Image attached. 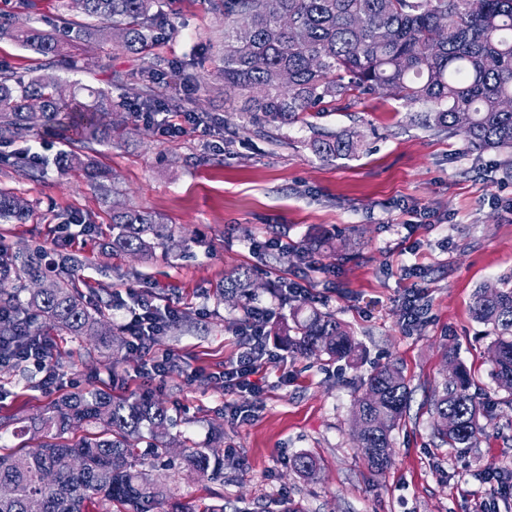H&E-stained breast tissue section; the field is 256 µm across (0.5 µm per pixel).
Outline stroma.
<instances>
[{"label":"stroma","mask_w":512,"mask_h":512,"mask_svg":"<svg viewBox=\"0 0 512 512\" xmlns=\"http://www.w3.org/2000/svg\"><path fill=\"white\" fill-rule=\"evenodd\" d=\"M159 12L147 60L112 41L89 40L50 60L0 39L2 70L76 83L81 103L89 89L108 88L114 127L108 145L75 130L35 132L46 159L37 178L12 161V145L0 144V188L32 208L27 223L0 220V245L39 244L51 254L66 246L90 297L130 289L175 305L179 318L156 349L187 357L204 374L194 382L174 374L162 384L144 383V356L125 343L130 315L110 308L111 347L51 333L60 360L51 390L40 387L34 369L0 367V421L31 425L50 401L87 386L125 397L150 390L180 420L181 443L224 458L218 480L144 460L180 501L220 502L224 512H472L492 496L489 475L512 480V405L490 377L488 329L470 312L480 285L512 282L506 153L421 129L389 94L337 105L310 127L257 128L233 111L219 76L222 0H161ZM150 61L163 80L145 86L141 72ZM138 97L168 112L209 117L210 131L190 126L171 137L146 129L128 108ZM316 126L359 133L360 151L317 159L306 147ZM64 150L109 171L127 207L160 215L174 230L173 245L150 257L113 254L112 205L82 170L56 168ZM315 237L331 246L309 267L294 253ZM277 240L287 243L289 256L275 258L268 244ZM244 271L258 274L254 303L274 309L272 324L289 319L302 302L333 314L365 354L351 367L324 354L295 357L269 338L273 361L258 375V411L239 423L231 416L235 398L218 374L238 349L234 328L246 302L226 301L216 290ZM284 280L303 288L305 300L284 297ZM412 294L418 315L409 323ZM452 348L474 370L476 396L488 407L486 432L467 453L432 434L431 397L448 373ZM385 363L403 371L411 394L406 421L392 435L393 463L376 475L356 446L351 409L373 367ZM301 452L318 458L315 478L293 471L291 460Z\"/></svg>","instance_id":"obj_1"}]
</instances>
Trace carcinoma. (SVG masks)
Masks as SVG:
<instances>
[{
  "mask_svg": "<svg viewBox=\"0 0 512 512\" xmlns=\"http://www.w3.org/2000/svg\"><path fill=\"white\" fill-rule=\"evenodd\" d=\"M76 20L58 16L67 34L63 42L30 19L0 13V38L9 37L52 59L66 56L67 45L93 36L111 39L122 30L119 45L147 56L154 41V7L158 0H83ZM224 87L239 100L238 111L256 125L310 124L336 104L388 93L412 108L424 107L423 127L462 138L478 150H512V0H224ZM72 85L28 80L0 71V143L24 141L49 122L62 133L74 124L67 111ZM94 103L81 115L86 138L112 141L105 121L112 107L107 95L89 90ZM308 149L323 161L350 157L360 140L352 132H314ZM61 169L81 168L93 180L106 178L92 160L61 153ZM29 203L0 189V219L24 224ZM173 241V230L146 211L112 205V251L147 255ZM45 252L38 248H0V366L20 367V345L59 330L69 336L112 335L105 314L87 302L76 286L75 262L47 275ZM46 285L33 294L29 284ZM248 272L224 278L221 295L252 291ZM293 313V324L279 335L299 356L325 353L349 366L358 365L363 348L336 318L318 310ZM472 316L491 328V376L512 404V288L479 287ZM455 372L447 376L431 400L434 435L451 448L475 447L487 413L471 392V370L450 357ZM410 389L393 364L374 368L354 400L352 422H369L355 437L368 467L380 474L391 463L392 433L407 414ZM41 441L36 449L0 453V512H224L220 506H186L174 490L147 471L136 468L135 448L142 456L165 457L176 436L177 421L161 402L150 398L114 397L94 388L51 401L39 419ZM87 422L102 425L91 437L70 442L65 434ZM83 460L81 467L59 471L45 482L60 456ZM184 468L200 478L215 479L224 459L208 448H183ZM293 469L309 479L317 459L295 455Z\"/></svg>",
  "mask_w": 512,
  "mask_h": 512,
  "instance_id": "cac0c4a2",
  "label": "carcinoma"
}]
</instances>
